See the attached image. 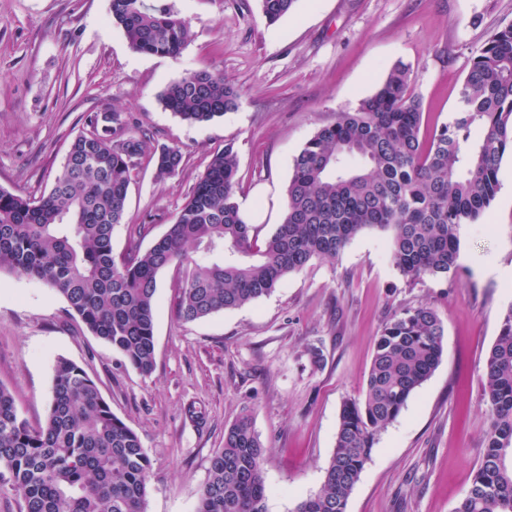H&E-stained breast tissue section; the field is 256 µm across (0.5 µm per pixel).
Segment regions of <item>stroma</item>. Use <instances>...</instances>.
Listing matches in <instances>:
<instances>
[{
    "mask_svg": "<svg viewBox=\"0 0 512 512\" xmlns=\"http://www.w3.org/2000/svg\"><path fill=\"white\" fill-rule=\"evenodd\" d=\"M192 38L176 56L140 54L113 24L111 0H0V188L47 192L88 116L115 113L187 164L157 179L139 160L114 255L161 237L214 152L233 143L235 198L262 234L279 224L293 160L337 113L372 95L397 63L411 68L423 134L451 122L463 80L492 34L512 25V0H297L267 23L260 0H172ZM221 71L238 106L190 124L165 108L172 82ZM487 215L459 230L458 273L406 281L386 237L366 230L332 261H311L267 296L186 322L182 269L158 277L156 370L148 377L68 313L41 282L0 273V384L21 416L43 423L57 358L81 366L151 462L147 512H196L211 455L241 411L266 447V512H293L319 492L341 404L362 397L382 325L428 305L445 327L442 360L383 430L346 512H454L471 485L489 423L481 376L512 305V152ZM147 225L141 238L129 227ZM322 353L312 366L308 348Z\"/></svg>",
    "mask_w": 512,
    "mask_h": 512,
    "instance_id": "1",
    "label": "stroma"
}]
</instances>
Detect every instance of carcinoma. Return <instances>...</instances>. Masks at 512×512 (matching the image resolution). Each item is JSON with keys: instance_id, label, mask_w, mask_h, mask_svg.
<instances>
[{"instance_id": "obj_1", "label": "carcinoma", "mask_w": 512, "mask_h": 512, "mask_svg": "<svg viewBox=\"0 0 512 512\" xmlns=\"http://www.w3.org/2000/svg\"><path fill=\"white\" fill-rule=\"evenodd\" d=\"M270 23L297 0H260ZM112 20L142 54L175 56L188 21L167 0H112ZM410 68L395 65L358 106L322 126L293 161L281 224L264 239L235 199L234 145L214 154L166 233L116 259L114 228L125 216L131 172L143 157L156 177L186 165L181 150L150 149L145 134L118 132L117 115L88 119L71 142L50 191L38 198L0 189V272L39 281L62 295L68 314L143 376L155 370L158 275L187 268L178 314L195 321L273 292L313 260H332L360 232L388 236L394 267L410 283L456 276L459 228L478 222L498 190L512 150V26L497 31L467 72L453 121L421 135L423 104L408 94ZM216 70L193 71L162 93L167 109L205 123L237 107ZM482 129L471 140V129ZM356 155L360 168L346 164ZM222 252L206 265L188 250ZM445 328L428 305L406 308L382 327L362 399L343 402L321 490L293 512H346L379 433L432 375ZM489 432L472 484L454 512H512V304L502 315L482 376ZM264 445L244 412L209 460L196 512H266ZM0 485L23 512H147L150 457L139 435L112 412L87 372L60 358L43 423L21 418L0 384Z\"/></svg>"}]
</instances>
